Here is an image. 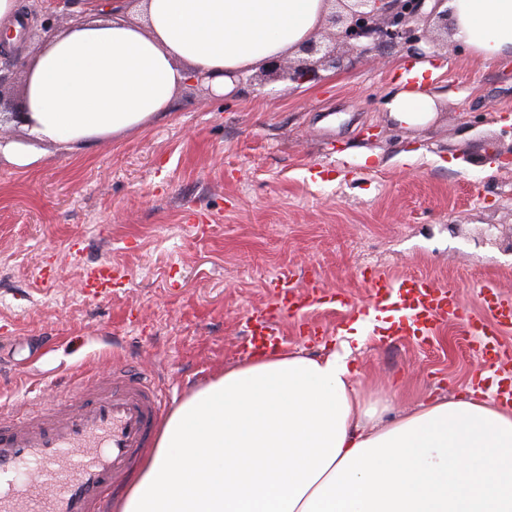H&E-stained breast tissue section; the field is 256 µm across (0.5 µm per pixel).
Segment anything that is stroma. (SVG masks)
I'll return each instance as SVG.
<instances>
[{
    "instance_id": "35a3bbf8",
    "label": "stroma",
    "mask_w": 512,
    "mask_h": 512,
    "mask_svg": "<svg viewBox=\"0 0 512 512\" xmlns=\"http://www.w3.org/2000/svg\"><path fill=\"white\" fill-rule=\"evenodd\" d=\"M21 0L28 36L0 46V101L23 102L27 66L47 37L85 17ZM318 80L212 97L180 88L169 112L82 146L45 142L21 124L0 138L37 155L0 157V411L58 401L56 375L120 361L157 374L170 406L246 357L260 310L279 342L314 354L369 298L371 268L425 275L478 309L476 284L512 295V60L485 63L449 42L427 83L434 122L397 125L384 105L419 56L409 46L341 51ZM118 269L99 296L89 266ZM318 279L348 308L306 317L277 309L273 278ZM464 327L368 336L362 386L405 413L469 386L480 364Z\"/></svg>"
}]
</instances>
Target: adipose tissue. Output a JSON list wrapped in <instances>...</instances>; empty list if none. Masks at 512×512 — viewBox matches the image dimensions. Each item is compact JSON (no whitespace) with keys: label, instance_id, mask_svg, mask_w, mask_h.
I'll return each mask as SVG.
<instances>
[{"label":"adipose tissue","instance_id":"1","mask_svg":"<svg viewBox=\"0 0 512 512\" xmlns=\"http://www.w3.org/2000/svg\"><path fill=\"white\" fill-rule=\"evenodd\" d=\"M330 0H96L33 59L31 135L80 145L145 125L192 74L230 93L315 36ZM452 37L512 58V0H448ZM440 97L404 89L397 122H433ZM318 355L262 350L186 397L115 512H512V408L467 389L392 416L358 382L362 322Z\"/></svg>","mask_w":512,"mask_h":512}]
</instances>
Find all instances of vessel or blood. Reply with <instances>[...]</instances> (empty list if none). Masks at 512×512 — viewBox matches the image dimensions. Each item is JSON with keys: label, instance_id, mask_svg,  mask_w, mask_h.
Segmentation results:
<instances>
[{"label": "vessel or blood", "instance_id": "obj_1", "mask_svg": "<svg viewBox=\"0 0 512 512\" xmlns=\"http://www.w3.org/2000/svg\"><path fill=\"white\" fill-rule=\"evenodd\" d=\"M293 278L276 276L279 304L305 328V312L323 297L316 282L301 289ZM368 288L360 312L385 335L426 336L437 324L461 322L471 328L482 362L502 367L500 338L512 329V296L496 286H481L477 314L452 289L416 274L375 272ZM167 406L154 378L117 364L84 380L73 398L1 413L0 512H111L112 494L150 447Z\"/></svg>", "mask_w": 512, "mask_h": 512}]
</instances>
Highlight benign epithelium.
<instances>
[{"instance_id":"7a95c632","label":"benign epithelium","mask_w":512,"mask_h":512,"mask_svg":"<svg viewBox=\"0 0 512 512\" xmlns=\"http://www.w3.org/2000/svg\"><path fill=\"white\" fill-rule=\"evenodd\" d=\"M339 9L326 17L325 23L333 29L334 44L360 55L374 49H385L404 43L411 49L423 42L430 49H437L436 32L451 30L448 10H439L447 0H434L431 16L435 28L421 26L418 20L426 0H334ZM305 58L297 64L282 59L269 62L263 70L265 76L286 83H301L317 77L321 65L335 66L340 62L336 49L313 38L299 48Z\"/></svg>"}]
</instances>
